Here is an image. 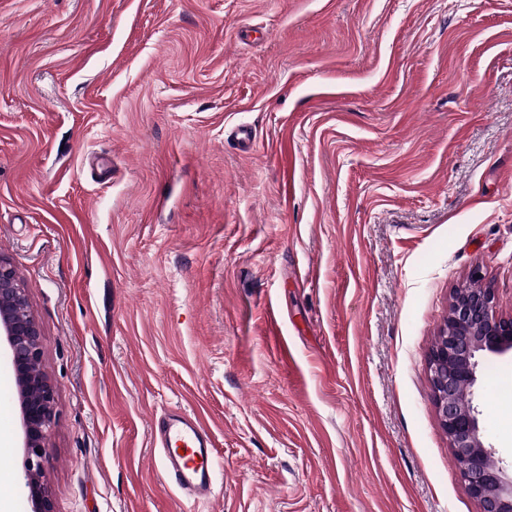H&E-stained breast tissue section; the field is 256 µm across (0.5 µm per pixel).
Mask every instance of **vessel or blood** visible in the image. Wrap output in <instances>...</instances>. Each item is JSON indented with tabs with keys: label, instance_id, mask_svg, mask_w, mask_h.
I'll list each match as a JSON object with an SVG mask.
<instances>
[{
	"label": "vessel or blood",
	"instance_id": "obj_1",
	"mask_svg": "<svg viewBox=\"0 0 512 512\" xmlns=\"http://www.w3.org/2000/svg\"><path fill=\"white\" fill-rule=\"evenodd\" d=\"M152 433L161 450L165 482L190 495L209 496L216 473L211 433L178 408L154 418Z\"/></svg>",
	"mask_w": 512,
	"mask_h": 512
}]
</instances>
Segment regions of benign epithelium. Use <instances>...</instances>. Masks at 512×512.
Returning <instances> with one entry per match:
<instances>
[{"label": "benign epithelium", "instance_id": "7a95c632", "mask_svg": "<svg viewBox=\"0 0 512 512\" xmlns=\"http://www.w3.org/2000/svg\"><path fill=\"white\" fill-rule=\"evenodd\" d=\"M0 337L14 374L23 433V481L32 512H54L44 477L56 402L48 376L41 368L43 345L27 290L12 261L0 256ZM512 350V316L497 312L490 288H458L445 327L430 352L428 368L440 424L448 434L457 466L481 512H512V476L488 464L471 401L458 395L476 383L479 358Z\"/></svg>", "mask_w": 512, "mask_h": 512}]
</instances>
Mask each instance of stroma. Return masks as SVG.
Returning a JSON list of instances; mask_svg holds the SVG:
<instances>
[{"mask_svg": "<svg viewBox=\"0 0 512 512\" xmlns=\"http://www.w3.org/2000/svg\"><path fill=\"white\" fill-rule=\"evenodd\" d=\"M0 253L55 512H480L427 359L473 269L512 315V0H0ZM507 383L483 357L471 399L511 472ZM174 407L215 442L193 505ZM0 488L31 512L3 361ZM14 374L23 433V481L32 512H55L44 477L56 402L48 376L41 368L43 345L27 290L8 258L0 256V337ZM41 450V454L37 453ZM152 434L161 450V475L176 490L208 497L215 483V445L211 433L181 409L152 421Z\"/></svg>", "mask_w": 512, "mask_h": 512, "instance_id": "stroma-1", "label": "stroma"}]
</instances>
